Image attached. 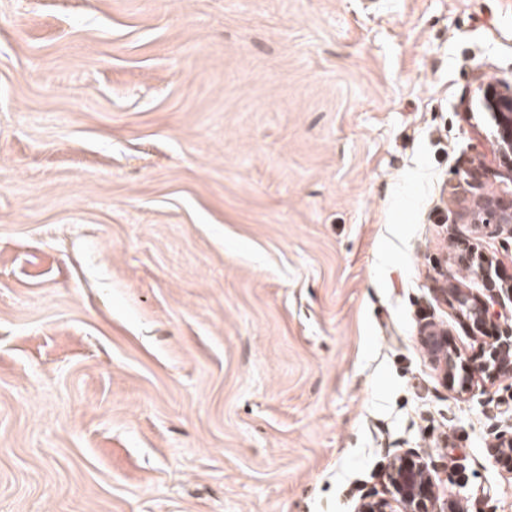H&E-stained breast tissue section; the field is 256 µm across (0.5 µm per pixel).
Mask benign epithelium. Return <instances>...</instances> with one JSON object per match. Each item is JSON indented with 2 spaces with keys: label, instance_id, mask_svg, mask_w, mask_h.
Segmentation results:
<instances>
[{
  "label": "benign epithelium",
  "instance_id": "obj_1",
  "mask_svg": "<svg viewBox=\"0 0 512 512\" xmlns=\"http://www.w3.org/2000/svg\"><path fill=\"white\" fill-rule=\"evenodd\" d=\"M483 106L494 125V143L499 168L496 172L501 183H512V83L498 81L480 85ZM482 162L471 160L458 172L454 186L458 201L472 196L481 199L480 207L462 208L459 219L477 227H494V231L512 236V190L497 193L483 191L480 178ZM454 264L468 269L481 283L478 293L459 288L438 289L443 302L450 304L476 336L492 329V342L476 356H466L448 338V333L433 325H425L422 341L444 377L458 382L459 391L470 390L476 377L495 380L512 375V324L493 321V306L502 305L503 297L512 301V285L498 283L491 274V258L478 251L475 238L454 232ZM496 459L512 471V434L502 433L496 445ZM384 495L367 493L356 507V512H460L459 501L440 496L429 464L419 454L406 452L394 456L386 467Z\"/></svg>",
  "mask_w": 512,
  "mask_h": 512
}]
</instances>
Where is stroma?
<instances>
[{
	"mask_svg": "<svg viewBox=\"0 0 512 512\" xmlns=\"http://www.w3.org/2000/svg\"><path fill=\"white\" fill-rule=\"evenodd\" d=\"M512 0H0V512H512L447 387L457 167ZM383 477V496L364 494L356 512H460L459 501L441 497L429 464L418 453L406 452L394 456Z\"/></svg>",
	"mask_w": 512,
	"mask_h": 512,
	"instance_id": "obj_1",
	"label": "stroma"
}]
</instances>
